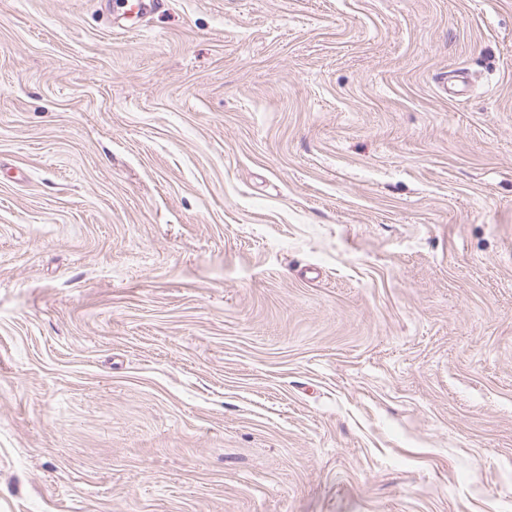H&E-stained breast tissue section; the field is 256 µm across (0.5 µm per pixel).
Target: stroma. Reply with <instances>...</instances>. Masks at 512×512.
<instances>
[{
    "label": "stroma",
    "instance_id": "obj_1",
    "mask_svg": "<svg viewBox=\"0 0 512 512\" xmlns=\"http://www.w3.org/2000/svg\"><path fill=\"white\" fill-rule=\"evenodd\" d=\"M0 512H512V0H0Z\"/></svg>",
    "mask_w": 512,
    "mask_h": 512
}]
</instances>
